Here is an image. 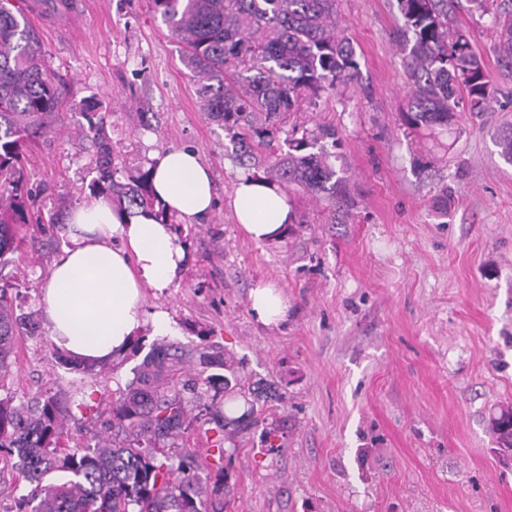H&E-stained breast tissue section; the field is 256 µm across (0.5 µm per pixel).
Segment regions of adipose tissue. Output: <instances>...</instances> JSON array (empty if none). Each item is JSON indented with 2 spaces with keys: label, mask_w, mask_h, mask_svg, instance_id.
Returning <instances> with one entry per match:
<instances>
[{
  "label": "adipose tissue",
  "mask_w": 512,
  "mask_h": 512,
  "mask_svg": "<svg viewBox=\"0 0 512 512\" xmlns=\"http://www.w3.org/2000/svg\"><path fill=\"white\" fill-rule=\"evenodd\" d=\"M153 188L168 213L191 224L213 208L211 173L195 151L169 149L152 157ZM231 206L244 233L258 243L283 237L294 218L276 184L242 173ZM69 245L53 263L41 304L55 347L72 358L106 363L125 354L136 332L152 324L167 333L169 313L147 309L183 267L185 251L171 225L119 210L102 197L78 205L68 217Z\"/></svg>",
  "instance_id": "ef3b65f1"
}]
</instances>
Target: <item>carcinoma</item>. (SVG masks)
Returning a JSON list of instances; mask_svg holds the SVG:
<instances>
[{
  "mask_svg": "<svg viewBox=\"0 0 512 512\" xmlns=\"http://www.w3.org/2000/svg\"><path fill=\"white\" fill-rule=\"evenodd\" d=\"M0 0V266L11 262L30 222L26 152L61 122L55 75L20 7ZM414 43L407 63L413 81L403 125L448 126L456 109L490 111L496 90L469 34L448 27L447 0H398ZM169 36L182 47L203 111L231 133L238 159L289 190L320 196L331 209H349L343 178L330 158L342 138L334 127L313 129L294 114L316 109L323 94L358 74L350 39L336 20L335 0H149ZM292 119L284 129L286 119ZM90 194L134 214L169 217L155 199L150 170L116 179L112 146L98 142ZM0 287V374L18 337L34 335L17 303ZM68 372L95 377L103 367L57 350ZM129 383L92 391L77 404V426L101 425L95 444L71 445L67 402L56 394L16 400L0 395V497L17 512H224V459L235 435L253 424L232 417L228 404L242 393L240 372L210 346L156 342L132 368ZM204 429L211 459L188 448ZM497 442L512 448V408L492 421Z\"/></svg>",
  "mask_w": 512,
  "mask_h": 512,
  "instance_id": "carcinoma-1",
  "label": "carcinoma"
}]
</instances>
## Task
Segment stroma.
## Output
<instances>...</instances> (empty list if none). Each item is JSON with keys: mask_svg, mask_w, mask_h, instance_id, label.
Returning <instances> with one entry per match:
<instances>
[{"mask_svg": "<svg viewBox=\"0 0 512 512\" xmlns=\"http://www.w3.org/2000/svg\"><path fill=\"white\" fill-rule=\"evenodd\" d=\"M359 78L301 113L343 140L334 166L354 204L290 193L301 221L283 238L251 241L230 199L241 165L223 126L203 112L181 47L147 0H87L79 18L33 21L61 93V130L31 150L27 172L46 232L26 228L23 252L0 273L36 335L19 339L0 393H61L79 403L95 384L125 386L138 357L98 380L52 356L40 295L66 243L71 210L89 199L97 146L79 127L97 104L119 180L155 151H196L215 204L187 224L186 263L148 296L170 314L167 340L220 346L244 365L245 407L258 423L225 461L224 512H512V463L494 451L491 421L512 406V164L499 142L512 122V62L491 20L455 0L497 90L490 112L457 110L448 129L410 132V49L397 0H336ZM448 191L447 214L434 199ZM275 285L278 325L257 322L249 293ZM276 431L266 442L265 429Z\"/></svg>", "mask_w": 512, "mask_h": 512, "instance_id": "stroma-1", "label": "stroma"}]
</instances>
